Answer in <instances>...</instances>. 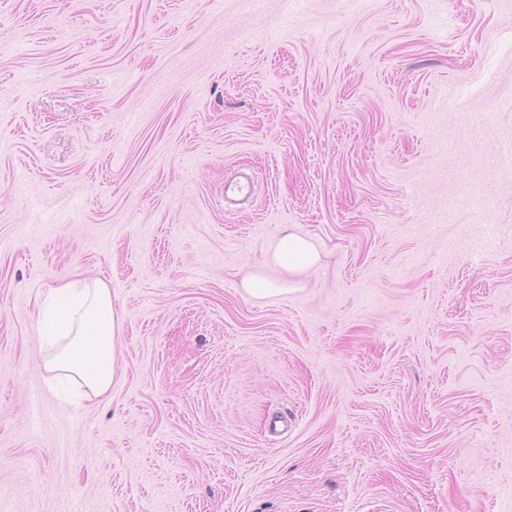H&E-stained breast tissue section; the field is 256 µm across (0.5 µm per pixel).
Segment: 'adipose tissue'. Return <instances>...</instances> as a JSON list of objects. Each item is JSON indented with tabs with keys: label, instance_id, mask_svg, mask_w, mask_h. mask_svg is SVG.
Returning a JSON list of instances; mask_svg holds the SVG:
<instances>
[{
	"label": "adipose tissue",
	"instance_id": "obj_1",
	"mask_svg": "<svg viewBox=\"0 0 512 512\" xmlns=\"http://www.w3.org/2000/svg\"><path fill=\"white\" fill-rule=\"evenodd\" d=\"M267 262L300 277L318 268L322 257L309 240L287 230ZM122 329L123 317L103 280L62 282L39 306L38 335L60 341L45 362L46 370L58 378L74 379L80 397L108 395L122 378L116 358Z\"/></svg>",
	"mask_w": 512,
	"mask_h": 512
}]
</instances>
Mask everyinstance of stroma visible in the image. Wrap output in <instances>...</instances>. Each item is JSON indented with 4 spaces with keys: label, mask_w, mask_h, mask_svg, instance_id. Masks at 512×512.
I'll return each mask as SVG.
<instances>
[{
    "label": "stroma",
    "mask_w": 512,
    "mask_h": 512,
    "mask_svg": "<svg viewBox=\"0 0 512 512\" xmlns=\"http://www.w3.org/2000/svg\"><path fill=\"white\" fill-rule=\"evenodd\" d=\"M0 512H512V0H0ZM322 257L315 246L294 231L285 230L278 238L267 265L288 271L292 277H301L318 268ZM241 286L255 298H265L281 294L295 288L285 282H275L261 272H251L241 280ZM122 329L123 316L102 279L62 282L39 305L38 335L65 340L49 354L45 368L53 379H74L78 398L106 396L120 383L116 354Z\"/></svg>",
    "instance_id": "35a3bbf8"
}]
</instances>
